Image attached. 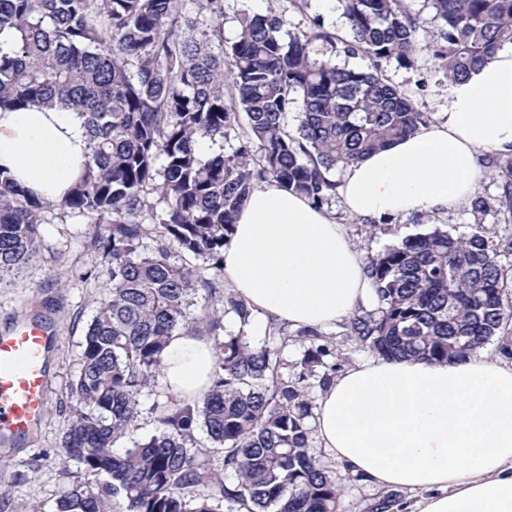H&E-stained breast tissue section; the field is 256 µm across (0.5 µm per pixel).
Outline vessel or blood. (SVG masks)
Segmentation results:
<instances>
[{"instance_id": "obj_1", "label": "vessel or blood", "mask_w": 512, "mask_h": 512, "mask_svg": "<svg viewBox=\"0 0 512 512\" xmlns=\"http://www.w3.org/2000/svg\"><path fill=\"white\" fill-rule=\"evenodd\" d=\"M47 337L37 322L0 334V434L27 435L41 424L48 389Z\"/></svg>"}]
</instances>
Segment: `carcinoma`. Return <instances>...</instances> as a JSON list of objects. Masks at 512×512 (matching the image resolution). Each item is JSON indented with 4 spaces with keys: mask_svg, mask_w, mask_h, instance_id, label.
I'll use <instances>...</instances> for the list:
<instances>
[{
    "mask_svg": "<svg viewBox=\"0 0 512 512\" xmlns=\"http://www.w3.org/2000/svg\"><path fill=\"white\" fill-rule=\"evenodd\" d=\"M186 0H0V109L70 110L83 119L87 160L62 203L21 187L0 169V280L38 253L39 226L53 207L95 224L94 250L109 258L104 298L88 324L65 391L66 458L84 478L64 489L56 512H339L336 471L311 447L304 385L325 388L340 364L314 329L294 377L282 348L247 334L251 309L219 282L202 281L172 251L222 259L255 185L274 182L316 207L336 195L335 174L412 134L431 114L390 84L382 63L414 62L418 22L406 0H339L351 39L318 19L291 35L282 14L242 13L224 45V0H197L212 23L185 37ZM429 49L459 80L512 43V0H432ZM362 56L348 68L315 58L309 45ZM222 47L214 52L213 44ZM301 115L296 131L288 114ZM238 144L224 153V140ZM206 140L210 155L202 154ZM164 157L156 170L158 156ZM484 176L499 180L476 212L512 224V155L487 152ZM166 203L142 222L146 195ZM512 236L482 224H451L406 236L368 258L376 305L345 322L346 335L387 360L442 362L497 340L512 355ZM210 299L193 315L192 296ZM176 333L213 339L212 385L191 408L178 399L158 431L116 456L138 426L139 396L163 366ZM211 444L200 447L197 430ZM233 480L225 482L224 474Z\"/></svg>",
    "mask_w": 512,
    "mask_h": 512,
    "instance_id": "cac0c4a2",
    "label": "carcinoma"
}]
</instances>
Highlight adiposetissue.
Wrapping results in <instances>:
<instances>
[{"mask_svg":"<svg viewBox=\"0 0 512 512\" xmlns=\"http://www.w3.org/2000/svg\"><path fill=\"white\" fill-rule=\"evenodd\" d=\"M85 147L77 113L0 110V167L48 201L65 198ZM490 151L512 153V44L449 83L447 111L348 166L338 192L366 219L446 215L473 197ZM221 272L253 312L294 328L334 326L374 298L343 226L271 182L246 201ZM216 361L209 337L173 336L160 383L197 403ZM315 432L353 474L415 494L410 512H512V364L484 350L442 363L376 358L348 367L322 390Z\"/></svg>","mask_w":512,"mask_h":512,"instance_id":"adipose-tissue-1","label":"adipose tissue"}]
</instances>
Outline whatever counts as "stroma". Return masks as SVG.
Masks as SVG:
<instances>
[{
  "label": "stroma",
  "mask_w": 512,
  "mask_h": 512,
  "mask_svg": "<svg viewBox=\"0 0 512 512\" xmlns=\"http://www.w3.org/2000/svg\"><path fill=\"white\" fill-rule=\"evenodd\" d=\"M285 14L288 29L306 30L312 18H319L325 30L345 35L346 20L337 0H310L306 11L297 10L292 0H224V39L234 41L239 13ZM388 79L413 100L420 111L443 112L448 106V80L431 56L421 55L410 66L397 61L383 63ZM336 223L342 224L363 256L378 253L396 239L416 232L418 226L434 223L431 215L419 214L391 220L387 235L369 236L365 218L349 213L341 198H333L327 208ZM94 226L89 217L52 212L40 226L41 247L23 272L0 284V328L26 319L35 301L58 303L51 317L57 325L54 347L47 361L49 380L45 416L37 439L16 450L5 451L7 466L0 476L10 485V494L0 501V512H55V500L64 487L81 477L76 462L65 459L61 447L67 414L60 403L68 381L77 368L80 344L88 323L103 297L109 263L92 252L89 242ZM78 324H71V317ZM170 395L159 384H152L140 397L139 425L131 436L118 441L114 453L120 454L132 442L157 431V419L168 405Z\"/></svg>",
  "instance_id": "35a3bbf8"
}]
</instances>
